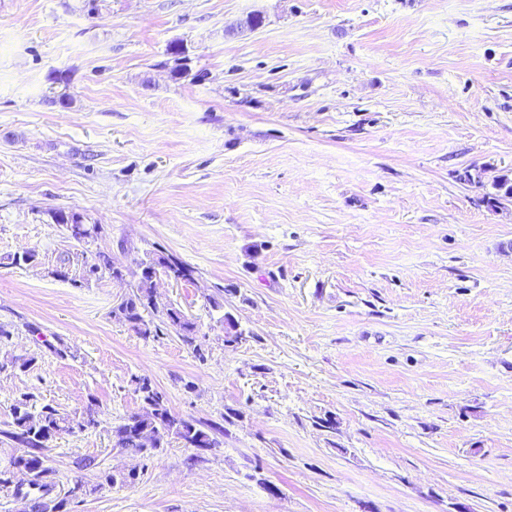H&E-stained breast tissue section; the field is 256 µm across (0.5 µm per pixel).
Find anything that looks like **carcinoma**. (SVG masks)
<instances>
[{
    "label": "carcinoma",
    "mask_w": 512,
    "mask_h": 512,
    "mask_svg": "<svg viewBox=\"0 0 512 512\" xmlns=\"http://www.w3.org/2000/svg\"><path fill=\"white\" fill-rule=\"evenodd\" d=\"M186 52L187 47L182 43L168 46L167 54L175 61V66L171 68L172 78L178 82L197 83L204 71H195L190 66L180 63V56ZM102 230L101 225L87 224L81 214L71 212V223L67 224L68 239L76 245L89 244ZM8 260L9 265L14 267H34L39 263V254L33 249L10 256ZM67 262L68 259H62L63 266L59 267L63 279L69 278V269L65 266ZM115 265L116 261L112 257L100 254L90 264L81 266L78 277L69 279L79 288L88 287L99 281L104 274L119 284L134 280L132 294L112 308L111 317L127 323L146 341L165 330L173 332L194 353H200L201 345L197 344V324L187 318L180 309L172 306L165 309V320L160 324L147 321L144 317V313L155 309L152 301L154 282L144 270L148 269L178 283L191 281L193 268L181 259L165 253H155L134 268L125 265L117 269ZM222 323L226 342L239 341L242 331L239 330L238 321L231 314L225 313ZM34 362L33 357H6L0 360V371L10 368L24 372L30 369ZM131 382L140 400L141 410L112 427V447L131 456L146 459L167 447L173 437L180 440L184 447L198 451H208L219 446L218 436L224 434L222 427L204 425L194 419L175 415L168 407L165 394L145 377L134 376ZM98 416L99 410L94 402L89 403L77 417L66 414L50 404L37 406L35 396L30 393H25L16 400L11 412V421L7 423V428L0 430V437L22 448L21 454L10 460L11 467L23 470L28 475V490H22L19 485L13 490L14 496L24 501L22 512H69L70 500L84 491L85 482L78 475L73 478L72 485L64 495L55 494L56 481L52 478L54 471L47 466L50 442L60 435L72 434L77 429L82 431L97 425ZM136 477L134 469L126 473H104L99 476L96 488L101 489L118 482L132 485Z\"/></svg>",
    "instance_id": "cac0c4a2"
}]
</instances>
